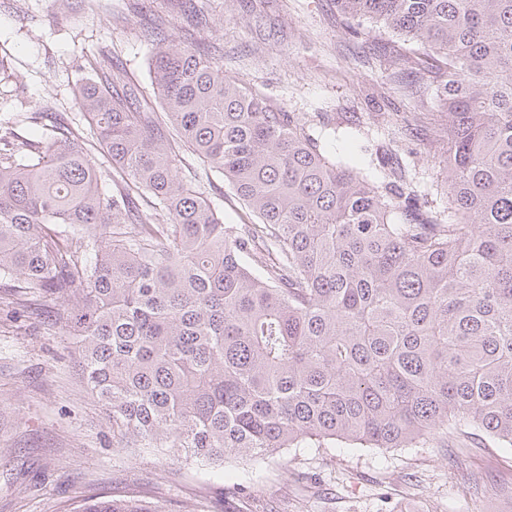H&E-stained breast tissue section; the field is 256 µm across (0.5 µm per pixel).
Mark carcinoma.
Instances as JSON below:
<instances>
[{
    "mask_svg": "<svg viewBox=\"0 0 512 512\" xmlns=\"http://www.w3.org/2000/svg\"><path fill=\"white\" fill-rule=\"evenodd\" d=\"M417 47L448 112V208L396 170L332 160L306 121L166 36L162 111L89 59L85 128L0 130V294L62 304L87 387L124 448L167 466L287 448H409L478 429L512 449V0H336ZM189 25L207 23L194 2ZM104 161H99L95 153ZM207 166L198 172L193 161ZM224 175L249 214L204 195ZM75 512H165L89 497Z\"/></svg>",
    "mask_w": 512,
    "mask_h": 512,
    "instance_id": "obj_1",
    "label": "carcinoma"
}]
</instances>
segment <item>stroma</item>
Wrapping results in <instances>:
<instances>
[{"mask_svg":"<svg viewBox=\"0 0 512 512\" xmlns=\"http://www.w3.org/2000/svg\"><path fill=\"white\" fill-rule=\"evenodd\" d=\"M206 26L186 24L182 0H0V120L81 121L79 85L104 50L152 99L145 37L224 50V68L276 106L307 115L330 154L360 174L405 165L429 204L447 203L448 114L426 63H396L407 48L341 17L334 0H196ZM51 297L0 305V512H73L91 495L138 490L167 512H224V481L173 471L149 450L120 447L74 366ZM482 484L471 489L468 474ZM239 512H512V452L481 435H438L412 448H288L263 465Z\"/></svg>","mask_w":512,"mask_h":512,"instance_id":"obj_1","label":"stroma"}]
</instances>
